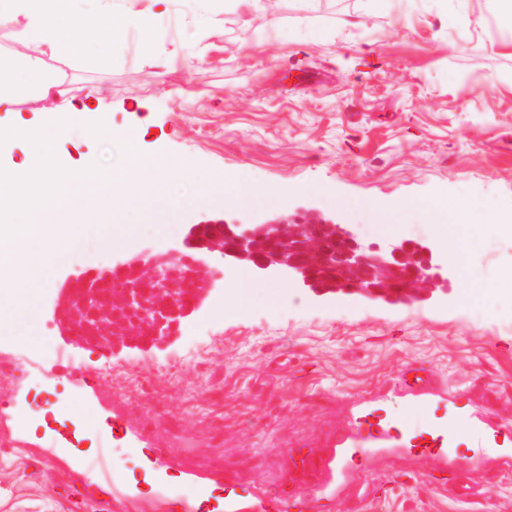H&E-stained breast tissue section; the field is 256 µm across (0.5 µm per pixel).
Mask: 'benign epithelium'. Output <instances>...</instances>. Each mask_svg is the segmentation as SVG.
Segmentation results:
<instances>
[{
  "instance_id": "7a95c632",
  "label": "benign epithelium",
  "mask_w": 512,
  "mask_h": 512,
  "mask_svg": "<svg viewBox=\"0 0 512 512\" xmlns=\"http://www.w3.org/2000/svg\"><path fill=\"white\" fill-rule=\"evenodd\" d=\"M241 261L250 262L259 277L291 280L318 295L342 292L389 304L427 299L447 281L448 270L425 244H366L344 225L314 212L252 224L211 217L188 225L182 240L166 250L111 259L85 279L86 293L74 292L76 277L68 276L55 314L67 330L80 326L98 343L110 345L126 333V315L146 306L143 288L164 281L166 287L151 294L154 306L164 309L183 286H197L201 294L213 288L215 264L233 267ZM115 273L126 279L112 283ZM100 288L106 289L102 295Z\"/></svg>"
}]
</instances>
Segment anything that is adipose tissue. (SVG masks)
<instances>
[{
	"mask_svg": "<svg viewBox=\"0 0 512 512\" xmlns=\"http://www.w3.org/2000/svg\"><path fill=\"white\" fill-rule=\"evenodd\" d=\"M153 13L97 11L89 18H72L65 10L69 0H0V26L13 29L21 48L35 44L36 54L19 51L0 56V110L11 111L25 97L60 94V76L44 69L45 58L70 49L71 37L91 42L102 32L120 40L131 30L150 29L154 16L162 15L168 0H152ZM63 128L17 117L14 134L32 148L28 162L0 171V212L7 223L0 225V288L15 290L10 312L24 313L27 302L19 290L34 282H48L52 266L66 253L78 250L84 235L76 225L57 223L56 218L72 212L103 214L124 212L133 206L153 207L168 203L165 184L146 187L145 172L170 168L169 160H154L131 154L121 175L92 167L66 169L56 160L52 147ZM449 221L439 232L451 256L465 262L468 231L478 222L467 201L455 199L447 205ZM469 286H477L476 268L464 269Z\"/></svg>",
	"mask_w": 512,
	"mask_h": 512,
	"instance_id": "ef3b65f1",
	"label": "adipose tissue"
}]
</instances>
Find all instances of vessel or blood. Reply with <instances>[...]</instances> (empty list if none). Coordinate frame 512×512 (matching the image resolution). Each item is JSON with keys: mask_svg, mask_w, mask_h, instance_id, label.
I'll return each instance as SVG.
<instances>
[{"mask_svg": "<svg viewBox=\"0 0 512 512\" xmlns=\"http://www.w3.org/2000/svg\"><path fill=\"white\" fill-rule=\"evenodd\" d=\"M428 409L429 415L408 422L388 405L392 396ZM121 441L141 463L153 482H168L177 464L175 442L159 441L152 418L130 420L113 410L102 423V447ZM512 456V431L487 415L461 405L433 375L420 374L417 367L404 365L396 376L381 384L372 397L351 413L344 433H327V453L305 459L303 466L313 479L298 492L283 496L266 495L233 478H203L193 481L191 497L173 493V505L192 502L197 512H323L336 496V488L352 474L364 469L378 448H392L425 460H444L461 444Z\"/></svg>", "mask_w": 512, "mask_h": 512, "instance_id": "obj_1", "label": "vessel or blood"}]
</instances>
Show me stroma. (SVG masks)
Wrapping results in <instances>:
<instances>
[{
    "instance_id": "obj_1",
    "label": "stroma",
    "mask_w": 512,
    "mask_h": 512,
    "mask_svg": "<svg viewBox=\"0 0 512 512\" xmlns=\"http://www.w3.org/2000/svg\"><path fill=\"white\" fill-rule=\"evenodd\" d=\"M502 0H273L250 11L236 0H170L149 34L105 36L46 59L68 96L98 91L106 111L86 114L60 147L62 164L115 173L133 133L142 155L183 161L171 177L173 208L114 214L120 251L166 247L203 217L261 222L312 209L385 243L363 207L408 206L400 237L430 245L448 280L429 299L387 304L317 295L257 278L258 300L239 309L211 293L175 335L74 345L72 374L57 365L72 345L52 316L67 275L107 263L99 216L82 248L66 254L48 286L30 288L25 317L0 314V512H70L72 501L105 512H168L167 488L144 484L125 448L97 445L100 426L80 406L156 417L181 436L178 471L207 478L244 463L247 482L270 494L291 477L292 458L315 449L341 405L418 362L449 389L512 428V236L473 230L466 283L433 227L445 211L429 200L462 198L480 218L512 221V27ZM96 55L101 64L85 67ZM245 177L275 203L238 207L223 179ZM278 295L267 306L266 295ZM69 404L56 421L48 395ZM142 496L89 493L112 463ZM471 488L459 496L453 481ZM512 512V471L502 459L459 447L446 462L384 452L336 494L331 512Z\"/></svg>"
}]
</instances>
